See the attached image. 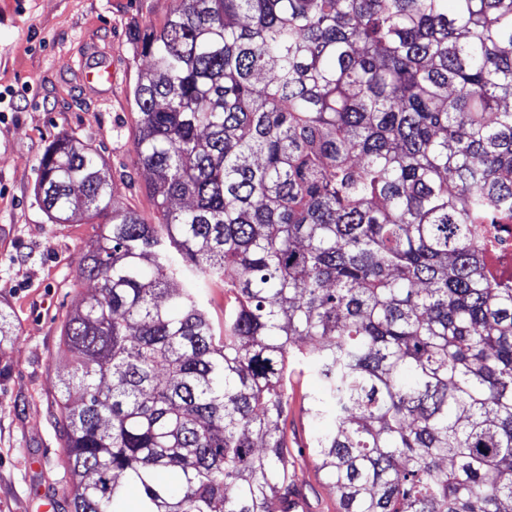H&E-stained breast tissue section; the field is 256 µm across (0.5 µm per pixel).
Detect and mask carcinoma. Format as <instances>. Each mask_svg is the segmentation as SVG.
<instances>
[{
	"label": "carcinoma",
	"instance_id": "obj_1",
	"mask_svg": "<svg viewBox=\"0 0 512 512\" xmlns=\"http://www.w3.org/2000/svg\"><path fill=\"white\" fill-rule=\"evenodd\" d=\"M130 45L160 222L72 137L36 186L105 219L62 329L72 512H290L307 374L340 512H512V0H176ZM319 389V384L315 377L305 375L298 382H294L293 394L288 419L286 421V434L288 438V448L290 450L301 448L305 445L306 439L313 432V425L307 419L303 409L301 396L306 391H315Z\"/></svg>",
	"mask_w": 512,
	"mask_h": 512
}]
</instances>
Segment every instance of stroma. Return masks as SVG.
<instances>
[{"instance_id": "1", "label": "stroma", "mask_w": 512, "mask_h": 512, "mask_svg": "<svg viewBox=\"0 0 512 512\" xmlns=\"http://www.w3.org/2000/svg\"><path fill=\"white\" fill-rule=\"evenodd\" d=\"M175 0H0V512H38L44 498H71L63 468L58 400L73 367L59 341L67 315L93 290L76 280L78 262L101 225L51 222L36 195L40 161L69 135L96 154L116 199L147 223L159 213L133 152L137 114L131 90L148 69L130 32L161 26ZM104 61L112 82L86 89L83 72ZM315 377L295 382L286 421L288 446L313 432L301 396ZM293 480L305 512H339L310 459Z\"/></svg>"}]
</instances>
